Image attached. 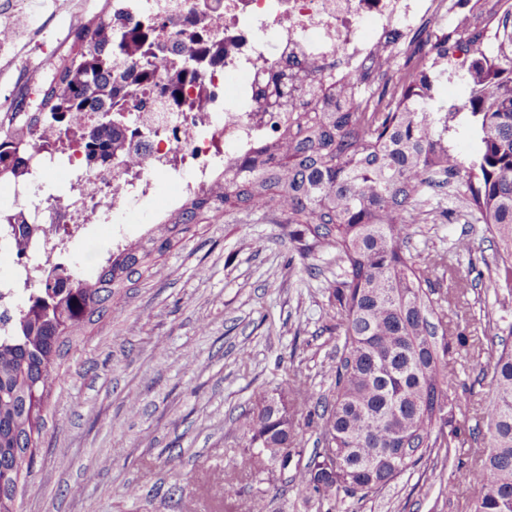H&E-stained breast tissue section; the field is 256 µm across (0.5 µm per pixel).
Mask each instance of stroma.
Returning <instances> with one entry per match:
<instances>
[{
  "label": "stroma",
  "instance_id": "1",
  "mask_svg": "<svg viewBox=\"0 0 512 512\" xmlns=\"http://www.w3.org/2000/svg\"><path fill=\"white\" fill-rule=\"evenodd\" d=\"M75 2L48 0L38 14L55 25L56 43L51 56L28 57L32 75L43 76L68 51L71 26L107 0H89L87 12ZM461 238L473 241L472 253L454 254ZM408 249L451 253L455 274L435 273V287L449 290L455 277L469 285L449 306L448 326L487 339L481 351L454 350L449 382L457 395L479 399L493 375L491 339L512 325V296L495 289L494 241L441 191L423 206ZM340 264L332 248L297 255L287 225L260 212L198 224L158 275L124 289L116 312L64 346L20 512H248L251 489L224 484L241 453L236 419L251 409L256 388L274 389L287 374L328 394L326 368L342 345L327 315ZM458 422L447 461L345 498L340 512H470L473 488L452 492L448 481L457 463L476 459L488 432L476 413ZM129 486L137 495L126 494Z\"/></svg>",
  "mask_w": 512,
  "mask_h": 512
}]
</instances>
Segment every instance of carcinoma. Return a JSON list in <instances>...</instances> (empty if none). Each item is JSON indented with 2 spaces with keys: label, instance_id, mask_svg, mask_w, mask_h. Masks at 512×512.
Here are the masks:
<instances>
[{
  "label": "carcinoma",
  "instance_id": "obj_1",
  "mask_svg": "<svg viewBox=\"0 0 512 512\" xmlns=\"http://www.w3.org/2000/svg\"><path fill=\"white\" fill-rule=\"evenodd\" d=\"M474 0L454 28L411 42L403 70L412 82L376 90V111L365 112L353 85L338 86L305 70L295 91L307 98L296 111L288 84L274 75L258 91L264 112H284L279 132L260 140L187 197L156 230L108 250L93 275L66 270L40 289L0 335V485L31 468L47 400L60 381L61 340L77 338L110 311L121 290L152 274L160 258L193 232L196 222L236 210L284 218L304 256L322 246L340 253L343 269L329 298L330 330L343 338L330 370L331 400L283 376L258 390L238 419L243 452L224 484H248L294 470L300 494L319 504L363 498L432 459L458 439L462 399L448 392V356L468 337L448 332L444 304L433 298L432 276L452 271L445 253L406 251L416 209L448 187L496 239L497 288L512 295V10L501 0ZM143 36L112 34V12L80 26L38 108L62 121L68 112L112 111L125 85L112 77L113 52ZM462 52L469 59V96L443 112H422L439 98L431 75ZM35 118L0 113V179L23 164L19 144ZM115 115L95 123L86 148L105 159L127 153ZM477 143L472 154L459 139ZM489 445L480 462L456 467L448 492L470 483V512H512V349L496 355L491 397L478 404ZM319 429L322 447L300 463L295 419Z\"/></svg>",
  "mask_w": 512,
  "mask_h": 512
}]
</instances>
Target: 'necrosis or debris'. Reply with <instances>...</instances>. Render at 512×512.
Segmentation results:
<instances>
[{"label": "necrosis or debris", "instance_id": "obj_1", "mask_svg": "<svg viewBox=\"0 0 512 512\" xmlns=\"http://www.w3.org/2000/svg\"><path fill=\"white\" fill-rule=\"evenodd\" d=\"M459 0H112V28L148 31L114 57L127 85L114 99L130 151L90 164L82 133L91 113L60 126L34 128L24 163L0 193V308L20 311L61 268L86 274L80 248L90 227L107 228L105 246L126 226L154 215L157 184L189 197L213 172L275 133L276 118L257 99L263 75L286 66L317 67L344 82L368 81L359 97L372 111L371 89L395 84L402 71L379 66L376 53L391 31L403 40L447 28ZM178 96H170L169 86ZM62 190H48L50 181Z\"/></svg>", "mask_w": 512, "mask_h": 512}]
</instances>
